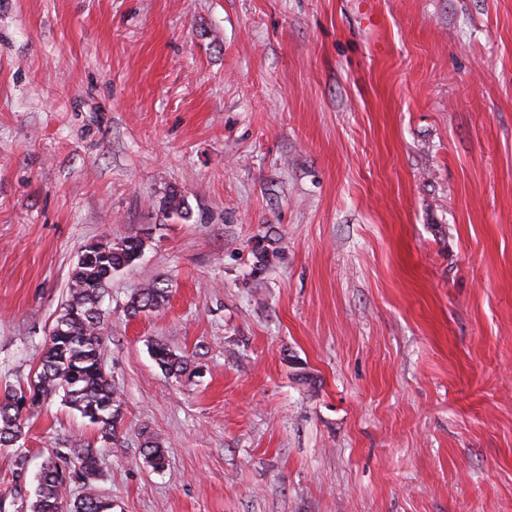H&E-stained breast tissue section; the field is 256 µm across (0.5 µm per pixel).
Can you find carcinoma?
Returning a JSON list of instances; mask_svg holds the SVG:
<instances>
[{"instance_id": "obj_1", "label": "carcinoma", "mask_w": 512, "mask_h": 512, "mask_svg": "<svg viewBox=\"0 0 512 512\" xmlns=\"http://www.w3.org/2000/svg\"><path fill=\"white\" fill-rule=\"evenodd\" d=\"M162 210L181 218L188 213L184 197L175 191L165 197ZM142 248L143 240L137 235L115 243L104 240L89 248L93 254L90 260L76 261L53 335L45 340L39 371L27 385L10 386L0 394V448L17 446L25 435L27 401H43L52 395L61 396L95 429L101 441L118 443L123 418L112 378L103 366V299L112 275L135 265ZM168 293L169 288L161 282H149L130 295L126 315L135 318L157 311L165 305ZM150 351L159 368L176 380L193 372L190 357L165 343H152ZM142 456L156 471L167 465V449L151 438L145 440ZM101 467L98 449L90 443L56 452L42 465L30 512H112V502L93 491V480ZM75 478L83 482L86 492L70 499L66 482Z\"/></svg>"}]
</instances>
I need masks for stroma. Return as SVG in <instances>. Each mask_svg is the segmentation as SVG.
<instances>
[{
  "mask_svg": "<svg viewBox=\"0 0 512 512\" xmlns=\"http://www.w3.org/2000/svg\"><path fill=\"white\" fill-rule=\"evenodd\" d=\"M134 234L120 442L46 399L0 512L75 441L112 512H512V0H0V388ZM153 280L136 293L130 295L126 303V315L135 318L157 311L168 300L169 288ZM150 351L159 368L176 380L190 376L194 371L191 369V360L188 355L176 352L165 343H152ZM141 453L145 463L153 470L161 471L166 467L168 461L167 448H164L152 438L145 440Z\"/></svg>",
  "mask_w": 512,
  "mask_h": 512,
  "instance_id": "1",
  "label": "stroma"
}]
</instances>
